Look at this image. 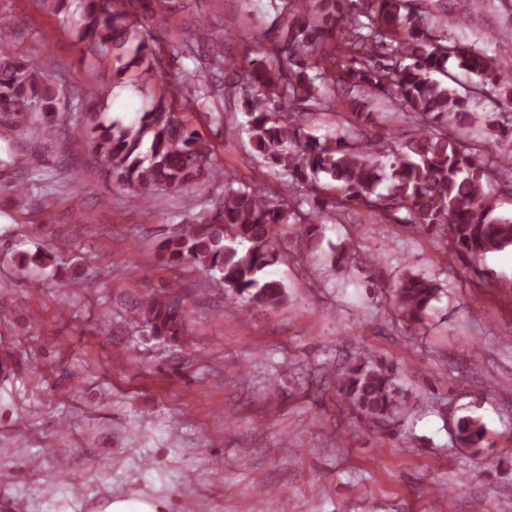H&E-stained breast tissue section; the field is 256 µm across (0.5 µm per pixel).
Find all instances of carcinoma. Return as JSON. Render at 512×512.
<instances>
[{
  "instance_id": "obj_1",
  "label": "carcinoma",
  "mask_w": 512,
  "mask_h": 512,
  "mask_svg": "<svg viewBox=\"0 0 512 512\" xmlns=\"http://www.w3.org/2000/svg\"><path fill=\"white\" fill-rule=\"evenodd\" d=\"M485 0H470L469 11L448 12V0H278L273 4L274 41L262 47V61L237 76L247 116L249 141L269 167L288 175L285 195L275 201L259 187H236L208 166L211 144L193 129L177 104L197 100L196 82L153 95L136 124L97 114L81 128L115 181L148 205L155 193L181 191L202 181L224 185L216 211L183 225L159 244L166 263H191L219 275L224 287L249 304L272 309L287 299L282 282L267 275L281 260L276 230L300 224L315 249L322 225L315 209L336 212L351 205L380 213L387 224H406L445 238L479 280L491 277L480 266L489 253L512 249V218L495 217L498 199L512 195V82L503 81L485 51L464 43L453 31L472 24ZM147 0H83L79 37L95 49L110 46L117 63L113 77L130 73L143 85L159 78L161 49L147 39ZM480 77L472 93L498 109V140L482 147L460 138L473 125L468 97L457 88L448 61ZM339 89L356 109L357 124L332 137L306 132L316 111L334 107L329 92ZM393 108L388 131L367 133L369 99ZM58 95L37 60L0 50V107L15 126L44 140L57 133ZM285 104L295 105L283 112ZM409 119L416 129L404 132ZM336 183L329 195L328 183ZM308 204L310 209L302 210ZM373 267L376 257L343 250L332 265ZM441 285L402 271L392 300L406 323L424 325ZM178 283L151 295L132 310V319L153 336H179L183 308ZM337 394L354 413L377 428L395 425L411 407L396 364L364 355L336 375ZM486 426L470 415L458 418L459 446L476 448Z\"/></svg>"
}]
</instances>
